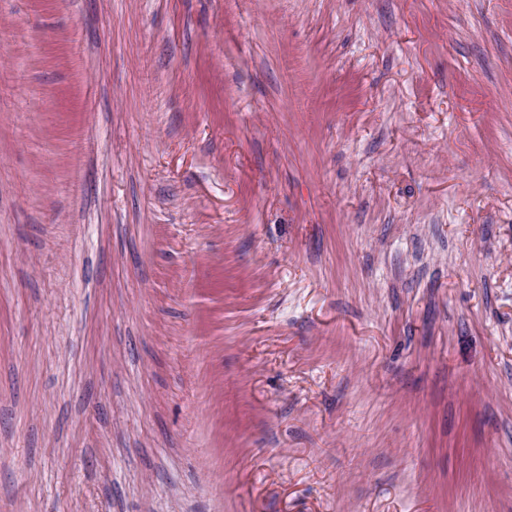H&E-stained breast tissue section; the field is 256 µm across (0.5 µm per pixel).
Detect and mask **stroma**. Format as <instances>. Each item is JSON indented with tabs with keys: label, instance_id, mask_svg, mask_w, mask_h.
<instances>
[{
	"label": "stroma",
	"instance_id": "1",
	"mask_svg": "<svg viewBox=\"0 0 512 512\" xmlns=\"http://www.w3.org/2000/svg\"><path fill=\"white\" fill-rule=\"evenodd\" d=\"M0 512H512V0H0Z\"/></svg>",
	"mask_w": 512,
	"mask_h": 512
}]
</instances>
